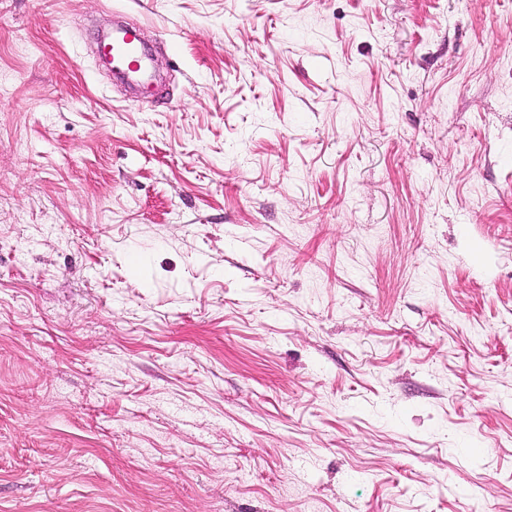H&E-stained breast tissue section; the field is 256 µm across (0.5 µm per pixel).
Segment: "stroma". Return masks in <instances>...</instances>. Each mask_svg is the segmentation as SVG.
I'll return each mask as SVG.
<instances>
[{
    "label": "stroma",
    "mask_w": 512,
    "mask_h": 512,
    "mask_svg": "<svg viewBox=\"0 0 512 512\" xmlns=\"http://www.w3.org/2000/svg\"><path fill=\"white\" fill-rule=\"evenodd\" d=\"M0 512H512V0H0ZM103 52L112 59V65L117 68L128 69L133 64L137 69L146 65L147 57L131 34V30L127 28L113 33L112 39L103 45Z\"/></svg>",
    "instance_id": "35a3bbf8"
}]
</instances>
